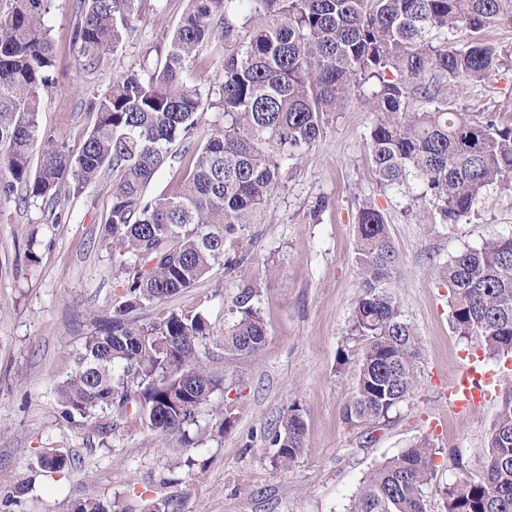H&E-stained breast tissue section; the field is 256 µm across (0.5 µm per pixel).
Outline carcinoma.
<instances>
[{
	"label": "carcinoma",
	"mask_w": 512,
	"mask_h": 512,
	"mask_svg": "<svg viewBox=\"0 0 512 512\" xmlns=\"http://www.w3.org/2000/svg\"><path fill=\"white\" fill-rule=\"evenodd\" d=\"M139 0H80L73 33L80 65L97 68L134 29ZM156 64L126 73L95 103L97 122L77 153L42 128L44 94L53 84V45L45 26L52 0L0 3V203L15 198L57 224L64 193L79 194L110 170L116 176L100 238L112 250L123 294L114 314L86 337L76 369L59 386L61 418L128 414L182 448L223 381L201 358L206 318L170 312L139 324L128 315L163 303L214 266L242 263L235 245L255 223L293 161L363 86L374 115L368 145L375 175L392 189L421 184L419 197L445 221L478 212L486 193L512 198V123L475 120L448 108L445 87L483 80L496 65L489 28L512 14V0H187ZM204 50L224 52L217 105L224 126L197 138L204 109L189 77ZM192 168L171 195L148 185L177 153ZM355 260L363 292L350 316L363 349L357 395L347 422L388 417L413 392L419 336L385 289L398 256L381 210L369 200L356 216ZM448 285L452 331L490 358L512 356V234L468 248L440 267ZM259 289L234 301L224 349L256 353L267 329L255 307ZM305 422L292 406L272 434V463L287 468L303 448ZM425 436L376 468L350 512H428L426 490L444 512H512V387L475 473L451 457L454 476L436 483V456ZM74 512H124L116 501L80 498Z\"/></svg>",
	"instance_id": "1"
}]
</instances>
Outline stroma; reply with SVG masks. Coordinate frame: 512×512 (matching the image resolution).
I'll use <instances>...</instances> for the list:
<instances>
[{
  "instance_id": "obj_1",
  "label": "stroma",
  "mask_w": 512,
  "mask_h": 512,
  "mask_svg": "<svg viewBox=\"0 0 512 512\" xmlns=\"http://www.w3.org/2000/svg\"><path fill=\"white\" fill-rule=\"evenodd\" d=\"M187 8L186 0H140L134 31L95 70L79 65L73 45L79 0H53L46 18L54 48L55 85L45 97L43 126L78 151L97 118L95 104L118 76L154 57ZM498 51L488 79H457L448 105L460 112L512 119V18L491 28ZM373 114L352 93L323 136L299 159L270 197L239 250L234 273L209 276L169 302L132 312L141 323L170 311L202 314L210 334L202 348L208 367L223 377L197 417L205 433L196 448L174 447L131 419L110 429V417L72 425L59 415L57 389L99 319L111 316L122 293L100 228L110 207L113 177L104 175L77 196H63L60 223L38 210L0 205V512H72L94 495L120 501L125 512H146L169 499L180 512H348L366 476L387 459L431 436L459 451L480 471L499 399L462 416L445 392L462 367L479 363L505 382L502 365L475 360L448 320V286L439 267L489 238L512 232V200L490 192L481 211L443 223L421 200L419 182L383 188L367 144ZM384 213L399 263L387 288L420 342V375L410 397L388 420L354 426L344 408L356 396L361 344L349 339L351 309L363 278L355 262L356 216L363 200ZM259 288L255 301L268 336L255 354L224 348L229 309L240 288ZM347 350L346 367L337 363ZM305 421L304 450L289 469L271 463L270 438L289 405ZM226 409L232 424L221 427ZM71 460L43 468L45 455Z\"/></svg>"
}]
</instances>
